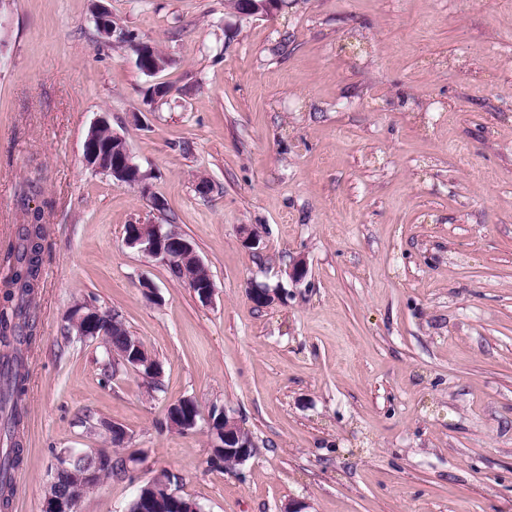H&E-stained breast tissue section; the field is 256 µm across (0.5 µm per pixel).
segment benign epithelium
Wrapping results in <instances>:
<instances>
[{"instance_id":"1","label":"benign epithelium","mask_w":512,"mask_h":512,"mask_svg":"<svg viewBox=\"0 0 512 512\" xmlns=\"http://www.w3.org/2000/svg\"><path fill=\"white\" fill-rule=\"evenodd\" d=\"M283 7L284 4L281 0H246L242 3L239 16L244 18L270 17L282 10ZM94 20L100 36L105 41L116 43L130 39L126 29L112 25L110 10L105 8L99 10L94 16ZM132 44H134L137 65L142 67L147 74L154 75L159 72V64L152 57L154 45L139 38L133 39ZM106 127H110V123L105 116L100 117L90 127L84 142L86 165L110 174L112 180L120 185L147 188L150 173L141 170V167L134 162L123 137L115 132L112 133V141L121 144L119 152L110 157L107 166H101L102 147L99 132ZM125 243L129 247L138 249L145 256L157 259L166 265L180 264L187 286L201 301L206 303L211 300L214 293L213 281L193 244L186 238L165 229L162 224L139 223L128 226ZM110 323L111 318L108 312L95 306L85 307L78 304L70 315L72 329L78 336L95 340L104 346L107 357L112 359V367L116 368L121 363L125 365L128 363L141 364V361L137 359L129 362L127 358L121 359L114 353L111 344L112 326ZM220 415L224 418V444L221 445L226 458L224 465L227 467L241 465L253 454L252 436L235 414L224 409ZM197 419L198 414L194 411H174L168 415L171 427L181 428L186 432L196 427ZM81 458L93 460V466L83 468L79 475V485H99V478L103 470L112 465L111 457L104 455V450L98 448H90L76 453L70 451L64 454V459L68 461H77ZM146 488L150 489L156 498L162 495L166 496L174 506L175 512H199L197 504L182 497L169 482L159 483L153 477L147 481Z\"/></svg>"}]
</instances>
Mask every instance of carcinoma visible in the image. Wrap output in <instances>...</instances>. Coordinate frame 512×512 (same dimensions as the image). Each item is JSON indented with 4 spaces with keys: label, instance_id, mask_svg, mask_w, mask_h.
Masks as SVG:
<instances>
[{
    "label": "carcinoma",
    "instance_id": "obj_1",
    "mask_svg": "<svg viewBox=\"0 0 512 512\" xmlns=\"http://www.w3.org/2000/svg\"><path fill=\"white\" fill-rule=\"evenodd\" d=\"M44 225L40 217L23 226L8 258L14 273L6 282L0 311V432L7 446L0 448V512H8L13 496V472L22 464L24 448L20 433L26 417L22 398L26 392V351L35 339L33 303L42 274ZM135 340L127 328L115 329L112 345L120 354Z\"/></svg>",
    "mask_w": 512,
    "mask_h": 512
}]
</instances>
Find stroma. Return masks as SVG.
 <instances>
[{"label": "stroma", "instance_id": "obj_1", "mask_svg": "<svg viewBox=\"0 0 512 512\" xmlns=\"http://www.w3.org/2000/svg\"><path fill=\"white\" fill-rule=\"evenodd\" d=\"M109 7L165 69L103 42L95 0H0V279L45 226L10 512H43L57 456L88 448L127 471L77 512H126L163 470L201 512H512V0ZM102 114L147 188L86 167ZM141 222L194 244L211 302L126 246ZM79 302L120 315L158 388L105 367ZM182 399L188 433L167 423ZM221 409L255 442L232 471ZM232 0L233 8L241 11L238 13L239 17H270L282 10L284 7L282 0ZM263 3L261 7L260 4ZM131 43L134 44L135 52L131 46ZM131 43L124 42L119 44H127L133 50L134 54L136 53V63L139 65L138 67L141 70L143 69L142 71H145V73L151 75L159 72L160 69L158 62H156L151 56L153 53L154 45L148 41L139 39L138 37H135Z\"/></svg>", "mask_w": 512, "mask_h": 512}]
</instances>
